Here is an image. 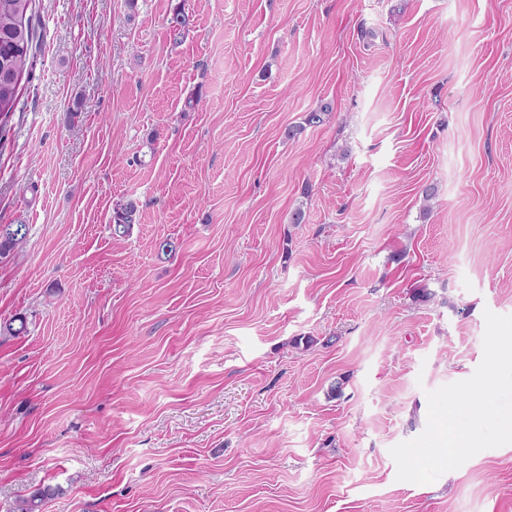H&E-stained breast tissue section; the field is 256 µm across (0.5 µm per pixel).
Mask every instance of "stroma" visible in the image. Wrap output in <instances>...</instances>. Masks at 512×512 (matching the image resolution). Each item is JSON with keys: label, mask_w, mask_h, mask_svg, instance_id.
<instances>
[{"label": "stroma", "mask_w": 512, "mask_h": 512, "mask_svg": "<svg viewBox=\"0 0 512 512\" xmlns=\"http://www.w3.org/2000/svg\"><path fill=\"white\" fill-rule=\"evenodd\" d=\"M32 24L0 118V224L28 227L0 258V512L48 485L40 512H512V445L430 484L390 454L512 315V0H36ZM136 201L125 200L115 205L112 212L113 234L126 236L134 224L140 220L139 209Z\"/></svg>", "instance_id": "35a3bbf8"}]
</instances>
